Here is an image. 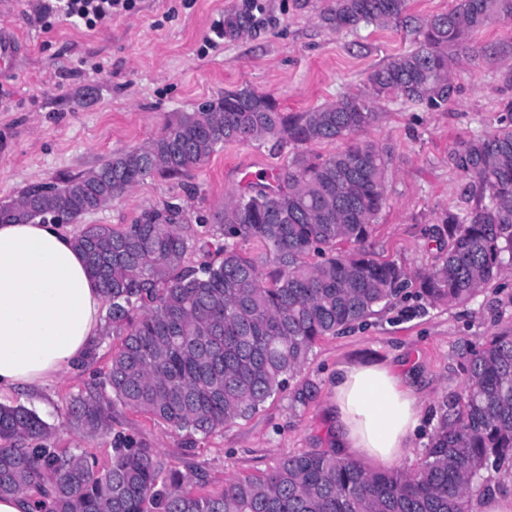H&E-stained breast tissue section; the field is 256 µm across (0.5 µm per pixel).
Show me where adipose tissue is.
Listing matches in <instances>:
<instances>
[{"instance_id":"ef3b65f1","label":"adipose tissue","mask_w":512,"mask_h":512,"mask_svg":"<svg viewBox=\"0 0 512 512\" xmlns=\"http://www.w3.org/2000/svg\"><path fill=\"white\" fill-rule=\"evenodd\" d=\"M102 295L72 234L56 224H0V394L40 387L76 365L101 324ZM336 446L390 468L422 424L409 384L390 367H338Z\"/></svg>"}]
</instances>
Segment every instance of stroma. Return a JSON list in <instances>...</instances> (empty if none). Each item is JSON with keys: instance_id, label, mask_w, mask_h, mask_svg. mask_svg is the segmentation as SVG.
<instances>
[{"instance_id": "obj_1", "label": "stroma", "mask_w": 512, "mask_h": 512, "mask_svg": "<svg viewBox=\"0 0 512 512\" xmlns=\"http://www.w3.org/2000/svg\"><path fill=\"white\" fill-rule=\"evenodd\" d=\"M46 2L0 0V25L18 43L12 67H0V203L19 199L32 184H60L112 154L146 146L175 113L195 111L227 91L250 88L272 96L287 112L335 101L363 89L373 68L413 48L416 39L403 26L328 29L318 20L327 0H256V27L235 40L216 39L214 30L249 0H130L125 11L91 29L42 16ZM473 42L487 60L461 65L448 105L426 109L396 98L383 101L381 120L363 134L392 156L386 204L369 249L411 273L436 264L437 230L448 214L469 210L463 201L469 180L449 164L451 149L491 131L503 104L512 101V22L491 24ZM292 154L291 145L269 137L225 144L199 168L149 179L68 230L120 227L143 208L178 203L187 212L180 230L196 245L186 262L199 265L207 258L200 244L221 239L219 225L207 223V216L242 191L246 174L263 184ZM510 324L512 275L451 308L401 299L315 345L293 379L311 386L306 404H292L288 393H280L251 418L208 437L121 406L112 411V425L160 449L175 466L198 464L209 489L218 490L227 479L270 471L283 456L333 447L331 380L337 366L378 362L407 377L423 403L422 431L402 461L403 468H414L442 400L462 386L459 346ZM93 374L73 367L37 390L1 395L0 403L35 410L52 428V446L86 449L104 466L111 436L84 434L66 422L71 396Z\"/></svg>"}]
</instances>
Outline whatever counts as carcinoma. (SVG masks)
I'll return each instance as SVG.
<instances>
[{"label": "carcinoma", "instance_id": "obj_1", "mask_svg": "<svg viewBox=\"0 0 512 512\" xmlns=\"http://www.w3.org/2000/svg\"><path fill=\"white\" fill-rule=\"evenodd\" d=\"M407 0H331L318 19L341 31L405 18ZM512 20V0H455L414 20L417 46L372 70L368 91L306 112L244 87L207 108L180 112L148 145L102 161L63 185L26 188L0 205V223L72 224L156 176L200 167L227 142L275 137L306 145L344 142L325 157L294 154L276 186L250 187L212 215L224 242L215 258L186 265L182 206L146 207L131 224H87L74 237L106 312L81 365L119 340L100 380L73 396L67 420L89 434L112 430L121 405L186 432L210 436L247 420L284 391L326 336L363 322L410 283L394 262L364 248L386 202L391 154L356 137L380 119L375 103L396 96L435 109L457 92L454 66L477 52L472 36ZM247 10L224 18V36L250 32ZM448 161L469 177L475 206L450 215L441 260L418 276L420 295L454 306L512 273V123L456 144ZM256 239L263 271L237 241ZM461 391L445 398L420 465L372 472L334 448L278 460L262 475L205 489L133 435H113L109 464L75 448L46 446L50 426L24 405L0 404V497L24 494L31 512H471L476 490L512 469V328L458 353Z\"/></svg>", "mask_w": 512, "mask_h": 512}]
</instances>
